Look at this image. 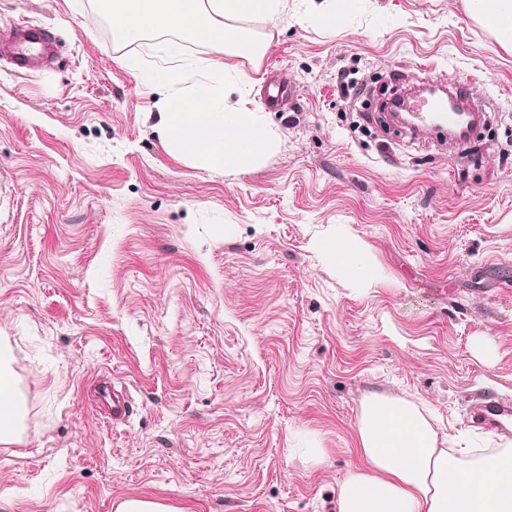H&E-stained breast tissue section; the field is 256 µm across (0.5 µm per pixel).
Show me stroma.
<instances>
[{
    "label": "stroma",
    "instance_id": "1",
    "mask_svg": "<svg viewBox=\"0 0 512 512\" xmlns=\"http://www.w3.org/2000/svg\"><path fill=\"white\" fill-rule=\"evenodd\" d=\"M101 0H0L54 64L0 60V369L21 404L0 443V512H338L365 397L423 408L449 451L508 446L475 427L512 399V51L463 0H351L335 24H238L228 107L274 145L246 168L175 156L166 62L99 20ZM362 83L351 100L339 75ZM286 104L265 102V74ZM469 86L491 120L466 144L392 124L415 82ZM375 270L356 280L325 242ZM131 401L103 418L95 386ZM115 512H179V510L150 500L127 499L117 505Z\"/></svg>",
    "mask_w": 512,
    "mask_h": 512
}]
</instances>
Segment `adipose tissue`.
<instances>
[{
  "instance_id": "1",
  "label": "adipose tissue",
  "mask_w": 512,
  "mask_h": 512,
  "mask_svg": "<svg viewBox=\"0 0 512 512\" xmlns=\"http://www.w3.org/2000/svg\"><path fill=\"white\" fill-rule=\"evenodd\" d=\"M465 7L512 50V0H465ZM288 0H112V21L127 38L149 28H170L163 42L175 57L190 39L224 54L250 49L234 21L257 15L277 21ZM189 91L168 100L161 113L169 150L209 167L244 168L270 146V135L254 113L229 110L212 88L186 73ZM357 468L342 483L338 512H512V448L462 460L438 444V435L410 402L380 396L362 402L356 429Z\"/></svg>"
}]
</instances>
